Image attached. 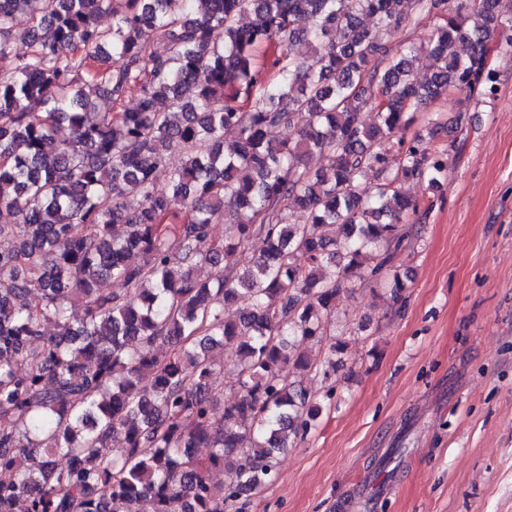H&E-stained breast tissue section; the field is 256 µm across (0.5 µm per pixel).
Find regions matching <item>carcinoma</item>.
Here are the masks:
<instances>
[{
  "label": "carcinoma",
  "instance_id": "obj_1",
  "mask_svg": "<svg viewBox=\"0 0 512 512\" xmlns=\"http://www.w3.org/2000/svg\"><path fill=\"white\" fill-rule=\"evenodd\" d=\"M510 11L512 0H0V238L18 240L0 251V512H224L272 483L276 455L322 411L288 374L331 380L348 342L328 325L358 281L387 274L402 300L391 263L410 216L433 203L398 185L447 180L455 144L432 140L429 107L497 96L492 35ZM423 15L440 24L393 52L383 35ZM280 127L298 138L272 142ZM108 279L124 292L103 291ZM307 340L324 345L320 362ZM216 343L235 350L238 392L219 414ZM118 436L123 447L102 453Z\"/></svg>",
  "mask_w": 512,
  "mask_h": 512
}]
</instances>
